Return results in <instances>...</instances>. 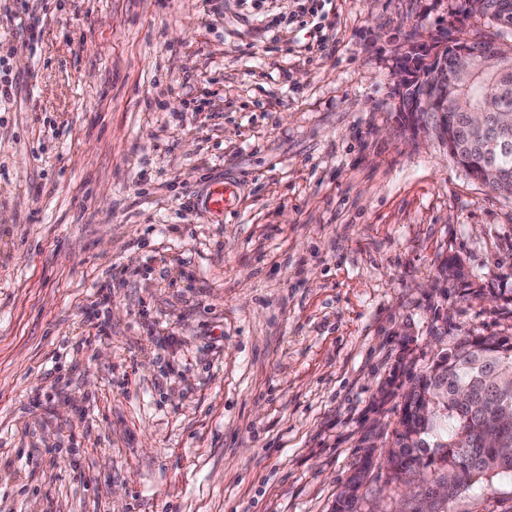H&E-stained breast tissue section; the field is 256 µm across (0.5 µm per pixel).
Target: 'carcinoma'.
Instances as JSON below:
<instances>
[{
  "instance_id": "obj_1",
  "label": "carcinoma",
  "mask_w": 512,
  "mask_h": 512,
  "mask_svg": "<svg viewBox=\"0 0 512 512\" xmlns=\"http://www.w3.org/2000/svg\"><path fill=\"white\" fill-rule=\"evenodd\" d=\"M512 0H464L450 12L448 25L436 32L434 49L414 41L416 27L405 32L407 54L417 62L416 77L401 85L400 112L411 120L428 103L429 121L448 132L439 144L448 157L490 194L512 200V27L501 25L503 3ZM498 45V58L483 55ZM466 52L476 60L470 80L452 90L437 86L432 74L452 67ZM465 273L459 259L444 261L438 278L448 282ZM385 397L396 398L397 420L382 432V447L366 446L353 474L336 496L332 512H360L370 474L367 459L382 458L389 482L409 486L418 480L433 487L448 474V499L484 481L512 483V336H451L434 350L427 369L409 368L406 380L392 375Z\"/></svg>"
}]
</instances>
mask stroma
<instances>
[{
    "instance_id": "1",
    "label": "stroma",
    "mask_w": 512,
    "mask_h": 512,
    "mask_svg": "<svg viewBox=\"0 0 512 512\" xmlns=\"http://www.w3.org/2000/svg\"><path fill=\"white\" fill-rule=\"evenodd\" d=\"M454 4L0 0V512H331L441 259L485 290L453 334L512 332V201L398 123L404 33ZM236 196L237 188L234 184L218 182L201 197L200 205L209 214L224 217V211L234 204Z\"/></svg>"
}]
</instances>
